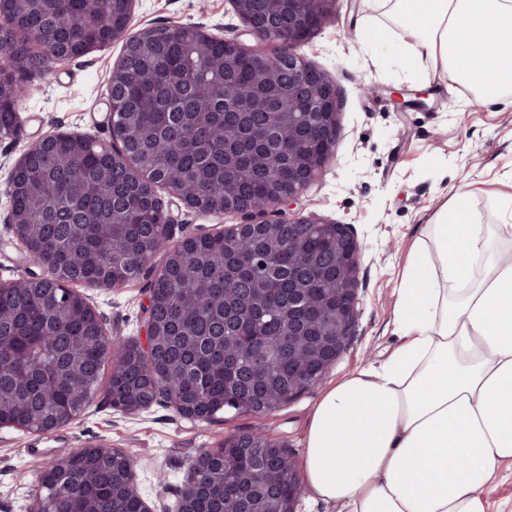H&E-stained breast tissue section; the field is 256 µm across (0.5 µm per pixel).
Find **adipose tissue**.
I'll list each match as a JSON object with an SVG mask.
<instances>
[{
    "label": "adipose tissue",
    "instance_id": "1",
    "mask_svg": "<svg viewBox=\"0 0 512 512\" xmlns=\"http://www.w3.org/2000/svg\"><path fill=\"white\" fill-rule=\"evenodd\" d=\"M382 3L413 37L411 61L484 100H512V0ZM505 234L474 222L463 188L428 225L400 291L403 343L314 409L303 478L315 500L342 512H490L487 486L512 471V262L491 247Z\"/></svg>",
    "mask_w": 512,
    "mask_h": 512
}]
</instances>
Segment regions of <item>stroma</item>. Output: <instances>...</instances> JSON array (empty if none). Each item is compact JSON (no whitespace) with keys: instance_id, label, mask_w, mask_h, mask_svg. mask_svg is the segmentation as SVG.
<instances>
[{"instance_id":"obj_1","label":"stroma","mask_w":512,"mask_h":512,"mask_svg":"<svg viewBox=\"0 0 512 512\" xmlns=\"http://www.w3.org/2000/svg\"><path fill=\"white\" fill-rule=\"evenodd\" d=\"M132 25L137 30L201 25L228 37L244 30L230 0H136ZM411 42L376 0H340L335 18L296 48L335 79L340 123L334 156L321 179L273 217L349 225L362 248L358 319L324 377L328 384L384 360L399 345L395 317L413 248L434 214L453 202L459 182L469 185L468 205L477 223L512 226V107L484 102L427 63L406 67ZM123 46L116 40L34 77L22 105V135L0 138V277H12L28 263L6 222L15 162L48 134L108 138L107 78ZM164 202L174 219L175 245L240 221L236 215L196 214L170 195ZM149 285L143 276L120 288H87L83 294L114 335L139 341ZM320 396L315 389L266 414L204 422L183 418L162 403L127 415L100 395L79 418L48 434L0 428V512H27L40 466L63 448L131 453L137 491L155 508L172 501L194 458L229 437L259 431L303 457Z\"/></svg>"}]
</instances>
